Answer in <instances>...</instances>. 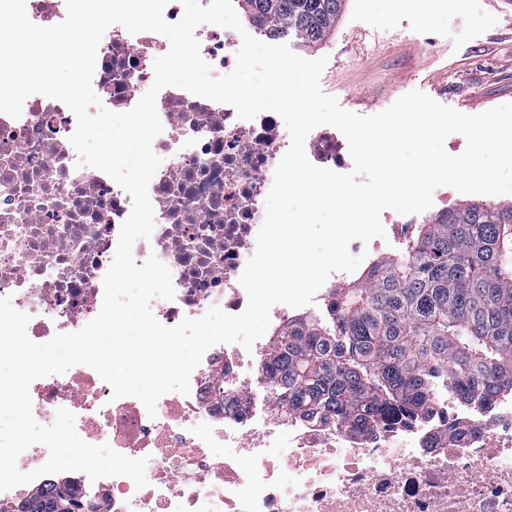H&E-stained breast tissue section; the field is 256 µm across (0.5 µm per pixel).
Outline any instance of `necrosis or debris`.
I'll list each match as a JSON object with an SVG mask.
<instances>
[{
    "mask_svg": "<svg viewBox=\"0 0 512 512\" xmlns=\"http://www.w3.org/2000/svg\"><path fill=\"white\" fill-rule=\"evenodd\" d=\"M195 36L213 75L234 69L236 31L204 24ZM169 48L164 35L109 27L92 81L103 105L131 110ZM156 108L163 131L152 149L166 162L148 186L154 230L134 243L133 256L165 264L175 297L152 300L151 311L167 327L214 306L239 314L248 301L239 278L291 144L287 127L274 112L243 120L230 105L174 86L163 88ZM76 126L63 102L41 94L26 99L20 117L0 113V298L29 315L27 334L37 343L78 331L99 313L103 277L131 211L110 176L80 165L69 141ZM304 147L316 166L350 165L347 140L332 126L313 129ZM298 315L274 305L251 352L210 348L189 393L161 396L152 415L136 397L113 398L86 365L33 381L36 421L48 426L58 409L71 411L87 443L146 458L147 484L49 474L0 492V512H21L32 492L63 483L71 512H512L511 395L483 413L448 395L411 424L363 434L319 415L258 407L270 338ZM282 466L289 482L277 476Z\"/></svg>",
    "mask_w": 512,
    "mask_h": 512,
    "instance_id": "4bbe7bcc",
    "label": "necrosis or debris"
}]
</instances>
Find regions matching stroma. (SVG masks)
<instances>
[{
    "label": "stroma",
    "instance_id": "35a3bbf8",
    "mask_svg": "<svg viewBox=\"0 0 512 512\" xmlns=\"http://www.w3.org/2000/svg\"><path fill=\"white\" fill-rule=\"evenodd\" d=\"M284 42L327 57L322 91L360 115L414 90L465 114L512 103V0H344L321 44Z\"/></svg>",
    "mask_w": 512,
    "mask_h": 512
}]
</instances>
